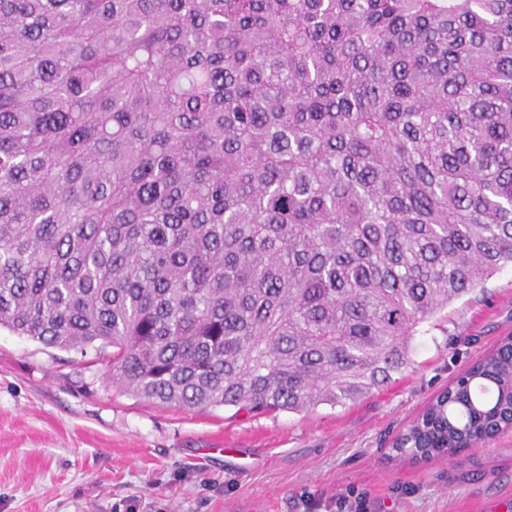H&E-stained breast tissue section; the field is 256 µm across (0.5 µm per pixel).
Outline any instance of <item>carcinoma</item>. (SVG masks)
<instances>
[{
    "mask_svg": "<svg viewBox=\"0 0 512 512\" xmlns=\"http://www.w3.org/2000/svg\"><path fill=\"white\" fill-rule=\"evenodd\" d=\"M508 264L512 0H0V329L302 413ZM511 423L505 336L393 451Z\"/></svg>",
    "mask_w": 512,
    "mask_h": 512,
    "instance_id": "1",
    "label": "carcinoma"
}]
</instances>
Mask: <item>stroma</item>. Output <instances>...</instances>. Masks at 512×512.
Wrapping results in <instances>:
<instances>
[{
  "label": "stroma",
  "mask_w": 512,
  "mask_h": 512,
  "mask_svg": "<svg viewBox=\"0 0 512 512\" xmlns=\"http://www.w3.org/2000/svg\"><path fill=\"white\" fill-rule=\"evenodd\" d=\"M512 334V265L415 339L369 397L301 414L164 407L95 351L0 331V512H512V431L452 458H392L428 403Z\"/></svg>",
  "instance_id": "1"
}]
</instances>
